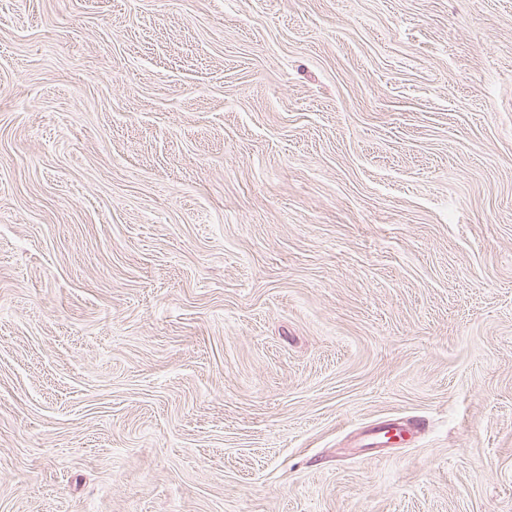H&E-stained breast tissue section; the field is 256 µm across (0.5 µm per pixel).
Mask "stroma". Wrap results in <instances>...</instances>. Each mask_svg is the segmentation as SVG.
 Masks as SVG:
<instances>
[{"label":"stroma","instance_id":"1","mask_svg":"<svg viewBox=\"0 0 512 512\" xmlns=\"http://www.w3.org/2000/svg\"><path fill=\"white\" fill-rule=\"evenodd\" d=\"M0 512H512V0H0Z\"/></svg>","mask_w":512,"mask_h":512}]
</instances>
